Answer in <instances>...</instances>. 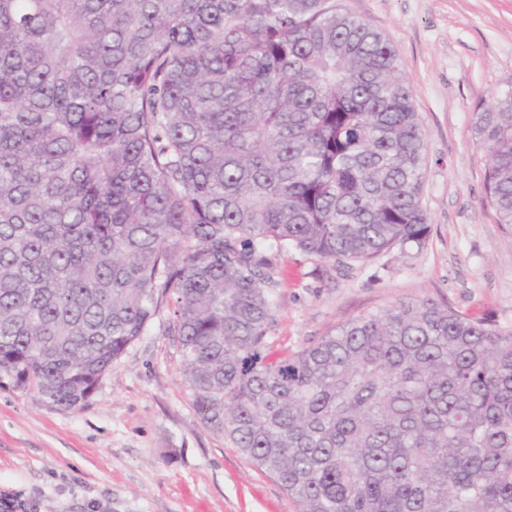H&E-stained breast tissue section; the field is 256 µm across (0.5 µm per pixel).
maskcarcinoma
Instances as JSON below:
<instances>
[{
    "label": "carcinoma",
    "mask_w": 512,
    "mask_h": 512,
    "mask_svg": "<svg viewBox=\"0 0 512 512\" xmlns=\"http://www.w3.org/2000/svg\"><path fill=\"white\" fill-rule=\"evenodd\" d=\"M512 225V87L477 113ZM404 66L340 0H0V378L88 407L174 302L210 423L296 512H512V326L430 298L274 363L287 248L424 247Z\"/></svg>",
    "instance_id": "1"
}]
</instances>
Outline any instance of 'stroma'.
<instances>
[{"label":"stroma","mask_w":512,"mask_h":512,"mask_svg":"<svg viewBox=\"0 0 512 512\" xmlns=\"http://www.w3.org/2000/svg\"><path fill=\"white\" fill-rule=\"evenodd\" d=\"M399 54L421 118L430 235L342 266L280 252L268 361L398 301L430 298L512 326V225L485 191L475 114L512 84V0H345ZM164 309L74 412L0 386V512H295L207 421L187 386Z\"/></svg>","instance_id":"1"}]
</instances>
